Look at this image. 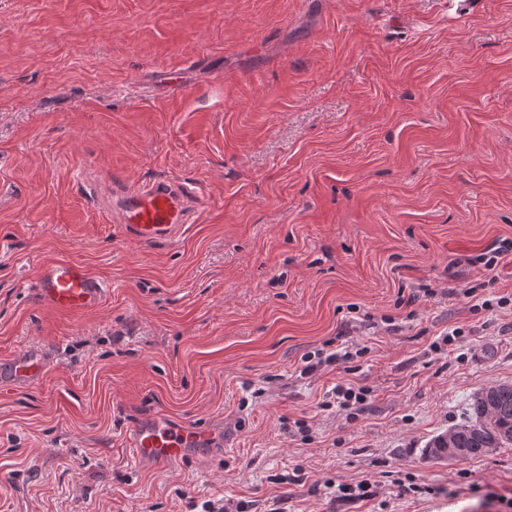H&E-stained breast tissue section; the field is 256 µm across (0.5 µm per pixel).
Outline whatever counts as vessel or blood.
<instances>
[{"label":"vessel or blood","instance_id":"vessel-or-blood-1","mask_svg":"<svg viewBox=\"0 0 512 512\" xmlns=\"http://www.w3.org/2000/svg\"><path fill=\"white\" fill-rule=\"evenodd\" d=\"M198 197L199 190L192 184L158 179L122 190L115 212L128 236L146 244H164L188 223V203ZM35 283L37 298L43 305L70 316H82L97 309L106 291L99 277L83 263L70 259L39 264ZM51 365L49 348H27L0 360V384L28 389L43 381ZM128 442L136 463L150 468L192 454L207 456L221 452L224 428L216 425L199 429L155 415L135 423Z\"/></svg>","mask_w":512,"mask_h":512}]
</instances>
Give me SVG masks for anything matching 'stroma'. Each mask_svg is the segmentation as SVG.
Listing matches in <instances>:
<instances>
[{
  "label": "stroma",
  "mask_w": 512,
  "mask_h": 512,
  "mask_svg": "<svg viewBox=\"0 0 512 512\" xmlns=\"http://www.w3.org/2000/svg\"><path fill=\"white\" fill-rule=\"evenodd\" d=\"M158 178L196 183L201 215L125 238L106 206ZM506 241L512 0H0V359L54 356L0 385V512H499L512 446L426 448L512 384V264L476 260ZM54 258L107 284L99 308L38 301ZM492 277L495 311L445 294ZM342 330L365 355L301 375ZM342 381L365 411L323 408ZM155 414L223 419V454L140 469L128 435ZM363 479L370 501L325 496ZM52 365L47 347L33 346L8 359L0 360V384L25 390L40 384Z\"/></svg>",
  "instance_id": "1"
}]
</instances>
